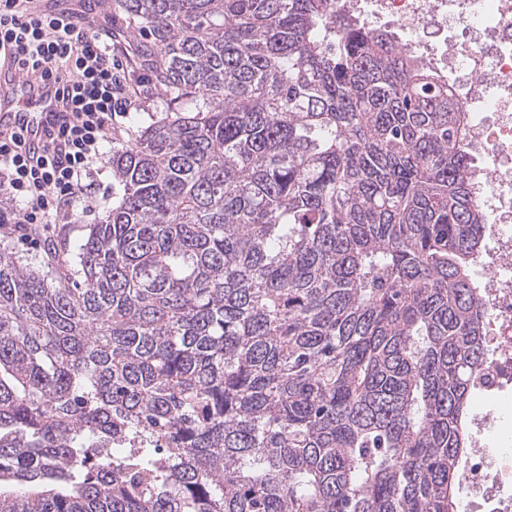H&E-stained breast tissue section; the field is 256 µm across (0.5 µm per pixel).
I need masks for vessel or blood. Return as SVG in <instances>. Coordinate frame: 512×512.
I'll return each mask as SVG.
<instances>
[{
  "mask_svg": "<svg viewBox=\"0 0 512 512\" xmlns=\"http://www.w3.org/2000/svg\"><path fill=\"white\" fill-rule=\"evenodd\" d=\"M103 0H84L80 7L63 4L60 14L76 26L87 25ZM19 54L8 50L0 62V130L22 135L31 152L42 153L50 134L70 119L66 102L57 93L54 77L29 76L18 65Z\"/></svg>",
  "mask_w": 512,
  "mask_h": 512,
  "instance_id": "b4317fda",
  "label": "vessel or blood"
}]
</instances>
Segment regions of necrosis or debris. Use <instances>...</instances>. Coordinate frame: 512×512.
<instances>
[{
    "instance_id": "1",
    "label": "necrosis or debris",
    "mask_w": 512,
    "mask_h": 512,
    "mask_svg": "<svg viewBox=\"0 0 512 512\" xmlns=\"http://www.w3.org/2000/svg\"><path fill=\"white\" fill-rule=\"evenodd\" d=\"M368 27L459 85L478 151L476 198L490 246L483 274L487 354L476 382L495 395V412L472 415L473 450L458 487L464 512H512V0H346Z\"/></svg>"
}]
</instances>
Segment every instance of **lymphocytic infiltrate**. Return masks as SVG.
<instances>
[{"mask_svg":"<svg viewBox=\"0 0 512 512\" xmlns=\"http://www.w3.org/2000/svg\"><path fill=\"white\" fill-rule=\"evenodd\" d=\"M30 2L0 0V46L14 44L42 74L63 71L61 95L71 102L73 118L38 160L19 136L0 132V202L18 206L20 223L51 224L61 202L83 195L113 113L126 112L135 92L111 35L75 28L50 12L32 13Z\"/></svg>","mask_w":512,"mask_h":512,"instance_id":"1","label":"lymphocytic infiltrate"}]
</instances>
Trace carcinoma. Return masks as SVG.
I'll return each mask as SVG.
<instances>
[{"mask_svg": "<svg viewBox=\"0 0 512 512\" xmlns=\"http://www.w3.org/2000/svg\"><path fill=\"white\" fill-rule=\"evenodd\" d=\"M113 2L170 115L113 130L78 266L0 240V512H459L486 346L456 87L329 0Z\"/></svg>", "mask_w": 512, "mask_h": 512, "instance_id": "carcinoma-1", "label": "carcinoma"}]
</instances>
